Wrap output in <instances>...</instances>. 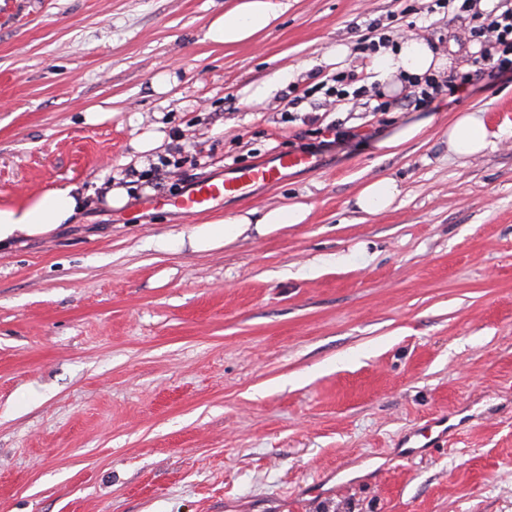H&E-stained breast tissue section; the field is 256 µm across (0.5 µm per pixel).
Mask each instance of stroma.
I'll use <instances>...</instances> for the list:
<instances>
[{"label": "stroma", "instance_id": "35a3bbf8", "mask_svg": "<svg viewBox=\"0 0 512 512\" xmlns=\"http://www.w3.org/2000/svg\"><path fill=\"white\" fill-rule=\"evenodd\" d=\"M231 2L0 0V204L67 185L88 202L0 253V512H512V73L406 107L383 56L365 66L354 47L409 7L416 37L467 69L472 48L446 37L459 20L427 0H287L224 48L205 34ZM360 68L395 108L289 105L290 84ZM481 106L492 142L457 157L448 124ZM92 107L109 118L87 123ZM414 120L419 140L379 149ZM335 121L353 138L312 146ZM158 123L183 192L305 146L314 165L195 215L156 207L148 176L110 209ZM385 176L401 197L359 211ZM292 202L305 223L190 242ZM434 418L457 432L398 457ZM401 193L400 184L394 178H375L361 188L355 198V205L366 213H380L390 208Z\"/></svg>", "mask_w": 512, "mask_h": 512}]
</instances>
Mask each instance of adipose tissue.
<instances>
[{"mask_svg":"<svg viewBox=\"0 0 512 512\" xmlns=\"http://www.w3.org/2000/svg\"><path fill=\"white\" fill-rule=\"evenodd\" d=\"M282 12L281 0H234L231 7L211 19L206 38L215 45L227 47L250 41L267 30ZM449 65V59L436 54L426 41L412 37L385 56L387 71L396 77L404 74L421 78L441 73ZM490 135L484 110L468 112L449 126L448 148L457 157H471L488 147ZM401 193L397 180L380 177L361 188L355 204L363 212L376 214L390 208ZM84 208L85 195L74 185L0 205V250L14 247L20 238L43 237L62 225L76 223ZM310 211V205L299 202L272 207L258 214L247 210L228 219L197 226L193 243L197 249L205 250L230 242L252 227L263 234L303 223Z\"/></svg>","mask_w":512,"mask_h":512,"instance_id":"obj_1","label":"adipose tissue"}]
</instances>
